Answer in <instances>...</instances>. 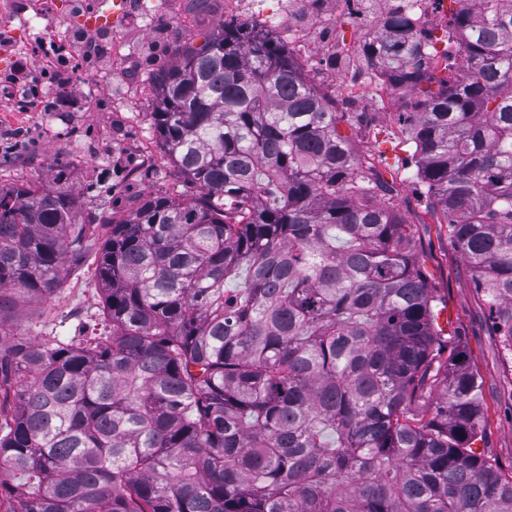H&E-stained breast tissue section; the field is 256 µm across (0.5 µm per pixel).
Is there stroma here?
I'll use <instances>...</instances> for the list:
<instances>
[{"instance_id":"1","label":"stroma","mask_w":512,"mask_h":512,"mask_svg":"<svg viewBox=\"0 0 512 512\" xmlns=\"http://www.w3.org/2000/svg\"><path fill=\"white\" fill-rule=\"evenodd\" d=\"M122 24L105 25L112 38L108 67L78 73L66 88L47 83L36 104L19 112L0 106V187L54 185L67 170L82 215L124 214L147 195L180 183L160 151L151 121L152 74L170 67L184 41L200 38L230 21L263 23L276 18L275 36L294 51L306 73L336 95L340 112H372L376 120L354 146L374 157L380 175L397 182L399 206L414 237L420 261L431 275L448 316V331L465 346L470 367L482 379L484 414L476 452L512 473V364L503 357L483 296L469 267L437 223L421 187L412 178L409 146L397 138L396 114L408 99L391 93L393 109L382 112L376 97L350 101V76L328 68L335 43L358 44L396 0H359L346 11L337 0H127ZM74 0H0L8 13L23 12L32 40L42 29L61 35L78 29ZM100 298L93 266L70 275L53 295L25 305L6 329L37 341L52 332L98 331Z\"/></svg>"}]
</instances>
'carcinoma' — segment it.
Listing matches in <instances>:
<instances>
[{"instance_id": "obj_1", "label": "carcinoma", "mask_w": 512, "mask_h": 512, "mask_svg": "<svg viewBox=\"0 0 512 512\" xmlns=\"http://www.w3.org/2000/svg\"><path fill=\"white\" fill-rule=\"evenodd\" d=\"M453 2L437 91L400 7L360 56L409 93L413 178L512 357V0ZM151 85L192 192L145 197L92 255L65 174L0 188V512H512L397 189L352 149L366 118L248 22ZM91 259L99 334L4 330Z\"/></svg>"}]
</instances>
